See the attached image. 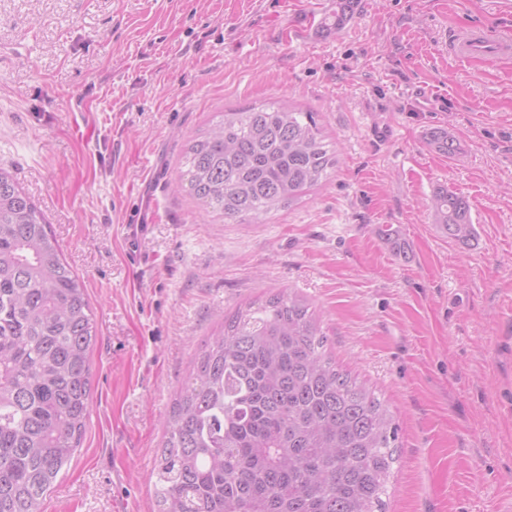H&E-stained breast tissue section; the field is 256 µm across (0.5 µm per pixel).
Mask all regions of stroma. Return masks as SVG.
Segmentation results:
<instances>
[{
  "instance_id": "35a3bbf8",
  "label": "stroma",
  "mask_w": 512,
  "mask_h": 512,
  "mask_svg": "<svg viewBox=\"0 0 512 512\" xmlns=\"http://www.w3.org/2000/svg\"><path fill=\"white\" fill-rule=\"evenodd\" d=\"M0 0V167L51 226L97 323L82 444L44 512H154L164 420L226 317L304 297L326 351L398 426L388 512H512V0ZM317 113L340 164L261 224L177 187L225 110ZM447 129L459 150L426 144ZM466 197L477 237L428 203ZM407 243L395 254L386 229ZM352 9L351 0H337L336 12L331 17L325 18L321 23L323 31L332 33L342 29L351 17ZM455 50L462 60L484 59L492 61L500 56L507 55L512 50L510 36L496 35L488 37L483 31L466 33L455 40ZM435 224L459 244L468 245L475 239L468 201L458 193L441 187L431 201Z\"/></svg>"
}]
</instances>
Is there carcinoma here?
I'll list each match as a JSON object with an SVG mask.
<instances>
[{
  "label": "carcinoma",
  "instance_id": "cac0c4a2",
  "mask_svg": "<svg viewBox=\"0 0 512 512\" xmlns=\"http://www.w3.org/2000/svg\"><path fill=\"white\" fill-rule=\"evenodd\" d=\"M352 0L321 27L336 32ZM444 155L446 130L428 135ZM188 190L227 219L262 222L338 164L314 112L251 106L186 150ZM448 238L475 239L468 201H431ZM97 331L83 282L50 225L0 169V512H42L81 447ZM302 299L281 292L237 311L202 348L166 422L155 467L158 512H387L398 428L374 392L327 356Z\"/></svg>",
  "mask_w": 512,
  "mask_h": 512
}]
</instances>
